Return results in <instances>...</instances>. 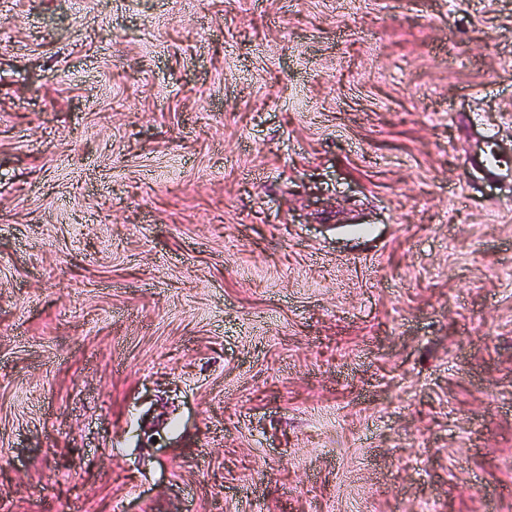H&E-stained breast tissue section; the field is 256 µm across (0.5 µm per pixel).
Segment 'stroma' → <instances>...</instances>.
<instances>
[{
    "mask_svg": "<svg viewBox=\"0 0 512 512\" xmlns=\"http://www.w3.org/2000/svg\"><path fill=\"white\" fill-rule=\"evenodd\" d=\"M421 502L512 512V0H0V512Z\"/></svg>",
    "mask_w": 512,
    "mask_h": 512,
    "instance_id": "1",
    "label": "stroma"
}]
</instances>
